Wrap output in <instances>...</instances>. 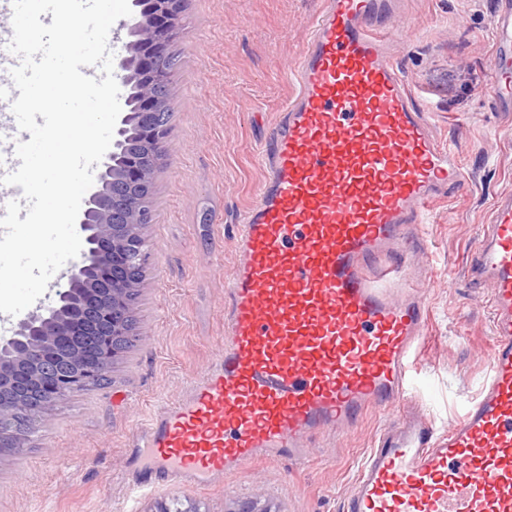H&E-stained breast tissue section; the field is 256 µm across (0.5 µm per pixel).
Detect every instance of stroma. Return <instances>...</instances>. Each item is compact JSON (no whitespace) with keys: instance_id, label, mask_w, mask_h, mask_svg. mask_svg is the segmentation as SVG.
<instances>
[{"instance_id":"obj_1","label":"stroma","mask_w":512,"mask_h":512,"mask_svg":"<svg viewBox=\"0 0 512 512\" xmlns=\"http://www.w3.org/2000/svg\"><path fill=\"white\" fill-rule=\"evenodd\" d=\"M320 0H185L169 75V159L153 184L139 341L112 365L110 386L44 414L23 455L0 456V512H156L160 505L230 512L249 499L269 512H343L357 470L388 417L364 413L300 465L263 460L224 483L132 485L133 450L149 417L180 398L224 342V273L240 215L264 177L258 162L293 88ZM495 0H407L387 20L395 61L440 135L461 148L462 192L437 205L420 290L430 321L414 366L422 407L444 434L477 391L492 342L466 260L493 197L512 191V114L495 111L488 65Z\"/></svg>"}]
</instances>
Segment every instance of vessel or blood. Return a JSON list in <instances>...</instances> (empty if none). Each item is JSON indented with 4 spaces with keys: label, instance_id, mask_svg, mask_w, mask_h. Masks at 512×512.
<instances>
[{
    "label": "vessel or blood",
    "instance_id": "vessel-or-blood-1",
    "mask_svg": "<svg viewBox=\"0 0 512 512\" xmlns=\"http://www.w3.org/2000/svg\"><path fill=\"white\" fill-rule=\"evenodd\" d=\"M404 0H321L266 140L262 186L224 277V347L141 432L134 485L205 486L259 459L304 463L375 409L397 419L360 465L344 512H512V193L468 257L493 336L476 396L438 435L400 412L426 334L417 288L435 206L464 187L391 53ZM512 112V0L489 63Z\"/></svg>",
    "mask_w": 512,
    "mask_h": 512
}]
</instances>
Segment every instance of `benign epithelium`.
<instances>
[{
  "instance_id": "benign-epithelium-1",
  "label": "benign epithelium",
  "mask_w": 512,
  "mask_h": 512,
  "mask_svg": "<svg viewBox=\"0 0 512 512\" xmlns=\"http://www.w3.org/2000/svg\"><path fill=\"white\" fill-rule=\"evenodd\" d=\"M152 5L147 15L140 0H132L129 40L117 68L125 91H134L135 106L125 98L126 110L117 119L112 149L102 159L98 186L82 201L77 224L83 247L65 274L66 288L56 291L55 302L29 311L12 336L0 340V378L12 376L15 385L12 399H0V455L26 451L22 415L31 397L42 400L46 413L111 371L112 334H100L98 324L120 323V305L136 287L119 276L126 247L121 225L137 228L149 220L139 193L153 181L171 134L170 126L155 118L165 109L159 87L170 72L181 0H152ZM131 127L148 145L145 152L126 153Z\"/></svg>"
}]
</instances>
